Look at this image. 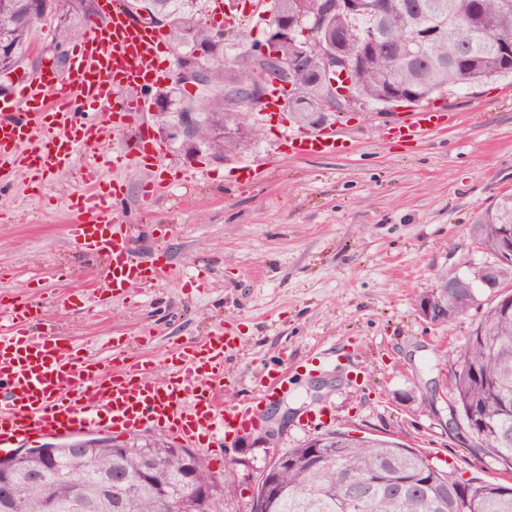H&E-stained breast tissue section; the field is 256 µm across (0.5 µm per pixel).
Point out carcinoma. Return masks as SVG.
<instances>
[{
	"mask_svg": "<svg viewBox=\"0 0 512 512\" xmlns=\"http://www.w3.org/2000/svg\"><path fill=\"white\" fill-rule=\"evenodd\" d=\"M316 0H272L271 20L311 26ZM30 0H0V47L11 51L15 64L23 65L31 52L30 35L38 20L28 15ZM161 22L177 49V58L194 55L202 48L207 56L202 70L206 96L196 101L185 87L173 84L156 91L154 104L162 123L176 128L182 113L196 107L201 124L195 140L177 139L189 153L198 143L207 146L215 159L224 158L247 138L217 136L220 126L241 127L245 117L233 112V98L245 91L256 71L277 76V64L269 55L255 52L224 63V35L209 30L198 18V0H154ZM386 25L368 17L358 20L336 10L318 31V37L348 58L358 55V45L346 41L349 29H379L381 51L364 56L355 78L354 91L371 104H384L391 93L401 91L421 103L444 92L450 85L481 84L512 74V60L501 48H512V0H381ZM54 38L60 46L89 17L91 0H54ZM448 28L442 38L423 46L419 61L399 53V45L418 27ZM301 89L288 99V111L310 126L323 124L325 84L318 64L313 63L283 76ZM512 224V195L500 197L480 211L470 226L479 244L496 250L499 225ZM453 411L475 407L485 423L476 426L471 450L493 456L512 467V315L492 305L459 347L450 376ZM155 452L165 456L164 465L148 484H136L123 502L112 503L100 494L109 476L132 478L141 455L124 452L118 444L90 441L89 447L69 455L31 456L18 463L13 457L0 460V512H8L4 494L12 493L17 512H164L163 495L183 490L186 464L195 465L202 482L216 480L217 495L207 512H224V500L234 495L232 485L216 477L205 461L187 448L167 441ZM308 444L286 450L293 465L278 473L280 491L267 500L264 512H362L349 496V484L363 473L374 472L378 482L370 488L371 512H512V488L478 479L469 480V491L460 501L452 497L459 476L439 472L422 458L397 443L350 437L336 439L330 449L339 467L312 468L307 462ZM404 484L399 485L397 481Z\"/></svg>",
	"mask_w": 512,
	"mask_h": 512,
	"instance_id": "obj_1",
	"label": "carcinoma"
}]
</instances>
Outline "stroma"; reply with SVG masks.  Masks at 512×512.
Wrapping results in <instances>:
<instances>
[{
    "label": "stroma",
    "mask_w": 512,
    "mask_h": 512,
    "mask_svg": "<svg viewBox=\"0 0 512 512\" xmlns=\"http://www.w3.org/2000/svg\"><path fill=\"white\" fill-rule=\"evenodd\" d=\"M251 0H200L201 19L233 43V56L267 39ZM512 78L453 85L430 100L446 123L420 141L392 129L405 103L370 107L339 121L336 155L289 152L292 114L265 120L259 138L224 159L165 147L167 196L144 206L146 171L122 172L120 214L131 255L166 274L131 296H111L100 259L70 242L64 170L44 180L16 173L0 190V297L37 303L40 329L100 352L127 340L155 371L179 345L224 329L237 342L224 358L225 402L251 394L266 376L284 389L262 409L276 440L256 428L206 453L237 494L224 512H250L253 487L276 455L341 430L399 442L438 470L512 486V470L472 453L466 432L448 427V370L456 348L495 292L477 291L471 308L446 325L419 317L418 297L443 272L488 261L473 242L478 211L512 192ZM254 175H246L245 166ZM67 270L68 284L57 273ZM92 295L71 304L65 288Z\"/></svg>",
    "instance_id": "35a3bbf8"
}]
</instances>
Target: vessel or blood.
Instances as JSON below:
<instances>
[{"label":"vessel or blood","mask_w":512,"mask_h":512,"mask_svg":"<svg viewBox=\"0 0 512 512\" xmlns=\"http://www.w3.org/2000/svg\"><path fill=\"white\" fill-rule=\"evenodd\" d=\"M166 50L161 29L135 24L121 0H113L106 26L77 42L66 73L47 70L41 79L23 84L16 97L0 99V185L10 184L20 168L37 179L71 168L80 148L130 131L139 151L114 150L112 168H153L146 199L156 201L169 180L160 169L164 151L151 137L144 114L150 109L148 90L169 78ZM95 103L111 104L106 118L90 114ZM444 121V115L420 107L403 115L396 130L418 140ZM287 140L298 154L333 155L344 145L341 130L331 125L288 133ZM82 184L71 204L70 239L102 259L107 288L123 295L158 280L164 266L144 267L130 258L131 238L122 232L115 210L119 183H105L91 167ZM37 318L25 300L0 306L3 456L48 438L153 426L180 447L219 448L228 437L258 427L262 400L283 389L282 380L271 376L261 380L257 397L221 404L224 356L231 344L220 330L171 353L160 376L121 340L113 341L112 368L104 370L78 344L61 345L38 329Z\"/></svg>","instance_id":"b4317fda"}]
</instances>
